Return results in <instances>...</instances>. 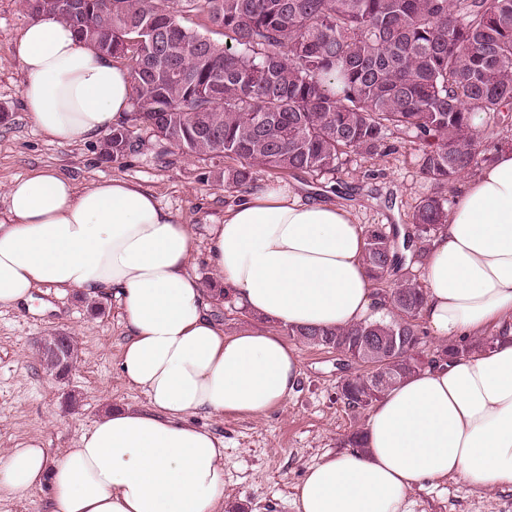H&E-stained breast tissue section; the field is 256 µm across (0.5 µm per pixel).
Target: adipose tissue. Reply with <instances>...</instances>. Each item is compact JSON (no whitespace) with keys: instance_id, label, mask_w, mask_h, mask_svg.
Wrapping results in <instances>:
<instances>
[{"instance_id":"obj_1","label":"adipose tissue","mask_w":512,"mask_h":512,"mask_svg":"<svg viewBox=\"0 0 512 512\" xmlns=\"http://www.w3.org/2000/svg\"><path fill=\"white\" fill-rule=\"evenodd\" d=\"M25 111L61 143L129 111V69L96 57L65 22L29 24L15 45ZM365 229L340 206L270 186L212 225L208 260L258 324L229 334L192 270L194 236L121 178L77 190L48 171L15 178L0 217V307L41 286L111 296L124 311L121 372L140 408L109 410L53 459L30 439L0 458V487L51 489L50 512H222L224 443L197 415L265 413L293 393L299 356L282 329L333 330L380 315ZM420 318L443 343L490 347L426 366L370 412L364 445L312 466L295 512H407L422 481L458 475L512 487V149L460 187L423 263Z\"/></svg>"}]
</instances>
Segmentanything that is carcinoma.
Masks as SVG:
<instances>
[{
	"label": "carcinoma",
	"instance_id": "obj_1",
	"mask_svg": "<svg viewBox=\"0 0 512 512\" xmlns=\"http://www.w3.org/2000/svg\"><path fill=\"white\" fill-rule=\"evenodd\" d=\"M75 18L50 11L90 47L131 60L132 111L100 144L106 162L134 150L133 128L151 130L182 154L224 166L230 187L251 188L255 168L279 173L336 169L350 152L381 153L391 131L423 146L422 173L444 187L479 162L487 128L512 103V0H83ZM206 14L220 44L177 20ZM148 27L137 44L131 39ZM447 199L420 198L414 234L365 229L363 263L387 283L389 317L336 330L288 331L333 349L360 369L341 380L339 399L367 409L428 360L418 325L425 291L404 269L440 225Z\"/></svg>",
	"mask_w": 512,
	"mask_h": 512
}]
</instances>
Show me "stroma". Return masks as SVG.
<instances>
[{"mask_svg": "<svg viewBox=\"0 0 512 512\" xmlns=\"http://www.w3.org/2000/svg\"><path fill=\"white\" fill-rule=\"evenodd\" d=\"M32 21L19 0H0V212L17 177L38 170L71 179L78 188L120 177L153 192L161 205L196 235L195 273L201 283L220 282L207 260L210 225L245 197L219 178L215 167L163 149L149 130L135 132L137 148L117 163L102 162L100 138L61 144L35 128L21 92L27 74L14 53L23 29ZM383 155L349 153L336 170L322 173L258 171L256 184H288L307 201L349 207L362 225L387 228L411 225L421 197L433 190L419 170L421 146L411 134L391 132ZM103 314L93 313L78 290L34 289L29 306L0 308V456L16 444L36 439L54 457L77 447L101 414L114 408L146 405L145 394L121 373L126 338L121 306L105 299ZM64 330L75 336L78 362L65 382L51 379L34 348L37 337ZM300 361L296 390L261 415L197 416L198 425L224 440V502L245 512H294V488L309 467L326 454L347 447L354 430L369 414L353 412L336 399L345 371L334 351L310 347L289 337ZM77 403L68 407L66 395ZM411 512H512V491L476 487L459 477L425 481L408 494Z\"/></svg>", "mask_w": 512, "mask_h": 512, "instance_id": "35a3bbf8", "label": "stroma"}]
</instances>
